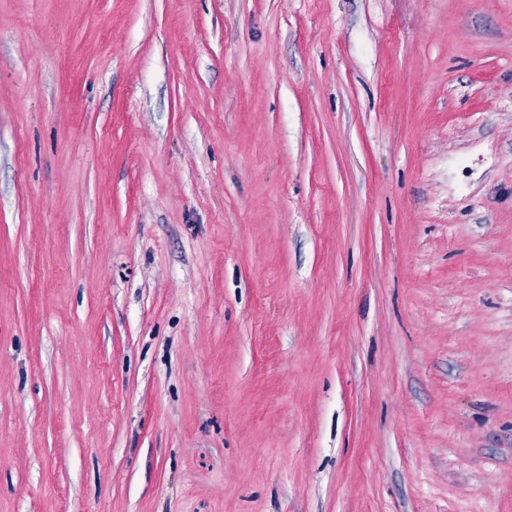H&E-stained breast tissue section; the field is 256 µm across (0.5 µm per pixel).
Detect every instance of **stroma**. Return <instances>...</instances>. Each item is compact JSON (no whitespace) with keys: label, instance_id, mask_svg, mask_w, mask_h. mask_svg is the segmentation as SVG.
<instances>
[{"label":"stroma","instance_id":"35a3bbf8","mask_svg":"<svg viewBox=\"0 0 512 512\" xmlns=\"http://www.w3.org/2000/svg\"><path fill=\"white\" fill-rule=\"evenodd\" d=\"M0 512H512V0H0Z\"/></svg>","mask_w":512,"mask_h":512}]
</instances>
